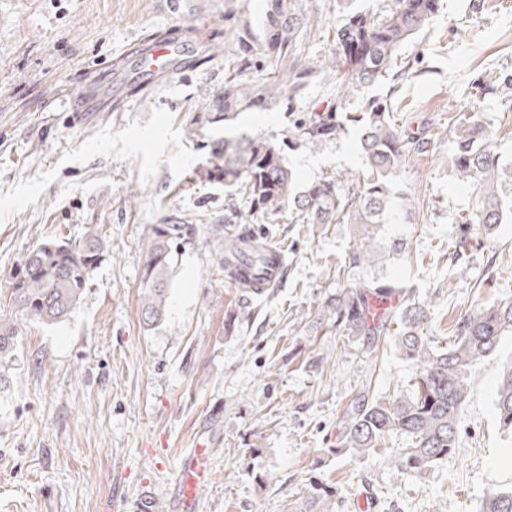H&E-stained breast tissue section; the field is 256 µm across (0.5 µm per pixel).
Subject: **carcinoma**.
Listing matches in <instances>:
<instances>
[{
  "mask_svg": "<svg viewBox=\"0 0 512 512\" xmlns=\"http://www.w3.org/2000/svg\"><path fill=\"white\" fill-rule=\"evenodd\" d=\"M260 38L252 35L247 20L234 28L233 57L224 71V90L211 110L231 122L239 114L268 109L301 98L309 82L323 74L349 80L364 88L380 82L392 69L401 44L421 33L441 7V0H387L375 13L347 11L336 24L324 59L306 53L308 33L321 19L306 11L301 0H266ZM251 78H246V75ZM353 123L360 129L363 168L340 171L336 177L318 179L299 190L295 176L280 150L260 136L224 138L214 145L218 159L207 171L211 180L224 183L228 224L218 263L224 277L241 284L240 258L247 254L251 270L263 272L262 245L266 238L254 224H274L292 212L294 224H357L358 243L348 264L360 268L372 262L382 243L367 226L391 224L398 212L410 210L412 199L394 201L392 179L409 153L419 154L425 143L403 135L386 102L364 100L362 112L343 111L341 100L316 110L296 126L297 140L319 149ZM496 131L475 112L457 118L453 136L451 171L457 182L474 188L476 206L459 217L461 224H476L489 231L512 213V176H507L495 151ZM245 207L236 206L237 198ZM180 224H159L142 272L140 314L147 325L159 322L165 312L175 256L173 244L182 239ZM107 239L91 229L77 242L51 241L23 255L12 274L10 301L26 318L53 324L67 316L84 293L89 275L102 260ZM404 292L395 283L366 282L339 288L321 310L340 335L365 337V351L373 362L394 349L412 363L406 394L384 400L372 389L373 374L355 389L338 425L335 451L365 458L387 436L403 435L406 447L397 449V465L425 473L459 448L458 414L468 398L472 367L493 354L500 337L512 331V298L475 306L459 317L453 339L445 345L423 333L426 306L411 302L381 306L390 296ZM15 329L0 322V367L11 357ZM499 428L512 436V362L502 366L495 395ZM333 491L321 482L311 483L297 512H330ZM479 512H512V486L492 488Z\"/></svg>",
  "mask_w": 512,
  "mask_h": 512,
  "instance_id": "1",
  "label": "carcinoma"
}]
</instances>
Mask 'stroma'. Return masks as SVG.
Segmentation results:
<instances>
[{"label": "stroma", "mask_w": 512, "mask_h": 512, "mask_svg": "<svg viewBox=\"0 0 512 512\" xmlns=\"http://www.w3.org/2000/svg\"><path fill=\"white\" fill-rule=\"evenodd\" d=\"M323 19L308 37L328 52L340 18L336 0H302ZM265 0H0V320L15 348L0 369V512H117L149 491L155 512H173L175 480L195 445L208 448L210 477L195 512H291L322 481L335 512H477L484 494L512 483V437L494 409L512 332L475 366L458 416L459 453L431 472L401 470L393 435L377 454H334L349 395L371 369L360 337L336 335L318 305L342 285L399 281L428 302L429 338L446 341L475 304L512 296V223L463 230L471 202L449 160L452 126L479 113L498 132L512 168V0H442L419 37L398 50L381 83L347 90L313 80L292 105L253 110L231 125L209 104L224 88L233 20L261 35ZM189 50L179 74L131 94L80 123V103L62 98L92 75L110 88L127 50L149 36ZM343 96L348 111L388 100L406 136L426 150L393 179L412 199L382 226L383 252L365 270L348 266L352 224H265L287 268L277 288L243 299L215 270V231L224 225V186L205 178L224 136L262 135L276 144L298 184L362 165L357 126L321 149L292 143L301 116ZM182 224L162 319L140 317L142 269L155 225ZM108 239L74 310L46 325L9 301L11 273L25 253L89 227ZM234 328H227L229 315Z\"/></svg>", "instance_id": "1"}]
</instances>
